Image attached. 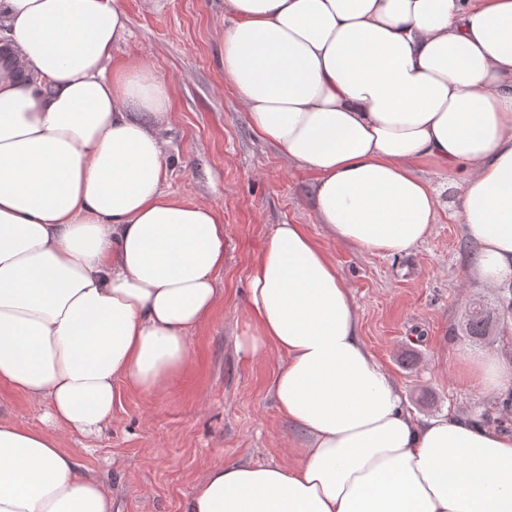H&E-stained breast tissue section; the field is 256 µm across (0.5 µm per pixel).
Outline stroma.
I'll list each match as a JSON object with an SVG mask.
<instances>
[{"label": "stroma", "instance_id": "1", "mask_svg": "<svg viewBox=\"0 0 512 512\" xmlns=\"http://www.w3.org/2000/svg\"><path fill=\"white\" fill-rule=\"evenodd\" d=\"M129 37L116 59L135 54L156 65L173 89L164 132L174 158L165 189L224 212V293L210 323L191 338V359L177 383L148 397L122 391L112 424L75 435L64 449L79 474L112 490V512H183L206 466L252 461L284 464L306 447L269 392L279 358L235 351L249 317V268L273 227L302 224L336 261L353 295L359 334L417 419L445 413L512 432V408L458 374L465 352L512 355L501 336L476 343L461 326L472 303L499 309L498 293L468 278L472 249L454 204L464 172L432 163L423 175L444 203L430 237L409 254L384 257L336 243L316 224L310 172L253 132L224 78L218 32L224 0H124Z\"/></svg>", "mask_w": 512, "mask_h": 512}]
</instances>
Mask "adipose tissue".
<instances>
[{"mask_svg":"<svg viewBox=\"0 0 512 512\" xmlns=\"http://www.w3.org/2000/svg\"><path fill=\"white\" fill-rule=\"evenodd\" d=\"M224 78L260 139L315 175L336 242L399 256L432 233L423 162L466 171L468 274L512 339V0H224ZM123 0H0V512H112L69 436L112 422L122 389L164 393L221 300L224 215L164 189L169 82L134 55ZM237 349L274 348L270 392L309 439L285 464L208 467L184 512H512V434L418 420L358 334L351 291L301 224L250 266ZM466 375L512 391V360ZM12 409L9 415L11 422L18 426L40 429L44 427L42 421L44 414V407L37 403L32 402L23 395L8 393Z\"/></svg>","mask_w":512,"mask_h":512,"instance_id":"obj_1","label":"adipose tissue"}]
</instances>
